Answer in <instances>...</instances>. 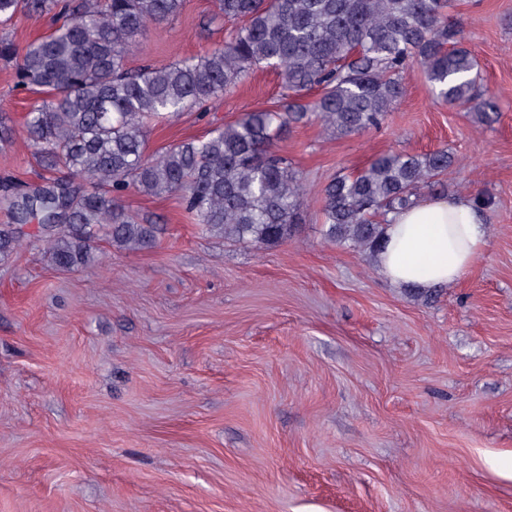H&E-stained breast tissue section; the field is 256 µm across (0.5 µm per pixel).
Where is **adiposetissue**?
<instances>
[{
	"label": "adipose tissue",
	"instance_id": "1",
	"mask_svg": "<svg viewBox=\"0 0 512 512\" xmlns=\"http://www.w3.org/2000/svg\"><path fill=\"white\" fill-rule=\"evenodd\" d=\"M484 246V217L469 196L423 197L411 208L389 215L377 264L398 286L452 285Z\"/></svg>",
	"mask_w": 512,
	"mask_h": 512
}]
</instances>
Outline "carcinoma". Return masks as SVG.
Returning <instances> with one entry per match:
<instances>
[{"mask_svg":"<svg viewBox=\"0 0 512 512\" xmlns=\"http://www.w3.org/2000/svg\"><path fill=\"white\" fill-rule=\"evenodd\" d=\"M450 0H217L233 29L224 45L162 67H127L139 37L176 17L183 0H0V27L21 15L67 21L20 48L0 37V60L20 87L43 93L27 113V145L42 170L67 178L9 196L14 223L0 224V258L37 223L54 266L86 264L105 233L111 245L145 250L155 225L122 205L135 188L178 193L203 231L270 246L288 239L303 187L275 141L294 124L318 120L334 135L379 128L406 93L403 73L420 64L438 98L468 104L492 120L496 104L476 91V60L448 24ZM278 67L289 102L249 112L207 136L148 155L149 123L195 106L207 109L259 63ZM320 90L313 103L303 92ZM455 157L388 152L323 188L324 238L375 258L387 215L421 193L448 190Z\"/></svg>","mask_w":512,"mask_h":512,"instance_id":"carcinoma-1","label":"carcinoma"}]
</instances>
